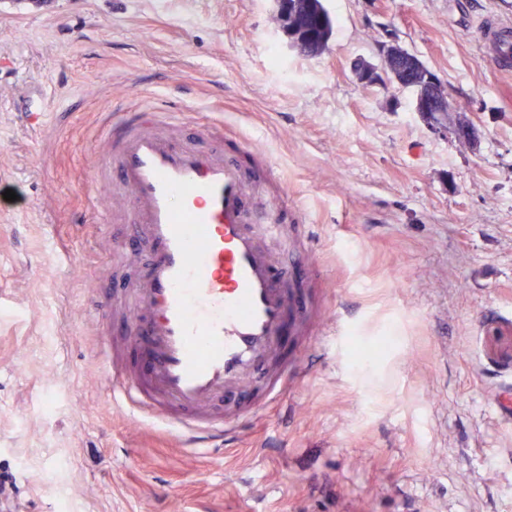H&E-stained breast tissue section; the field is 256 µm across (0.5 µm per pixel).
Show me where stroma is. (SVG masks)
I'll use <instances>...</instances> for the list:
<instances>
[{
    "instance_id": "35a3bbf8",
    "label": "stroma",
    "mask_w": 512,
    "mask_h": 512,
    "mask_svg": "<svg viewBox=\"0 0 512 512\" xmlns=\"http://www.w3.org/2000/svg\"><path fill=\"white\" fill-rule=\"evenodd\" d=\"M324 6L310 56L275 0H0V512H512V70L482 49L512 0ZM392 39L472 136L358 80ZM158 99L182 139L218 123L269 157L298 306L346 322L338 348L286 325L296 378L214 453L134 422L97 350L131 285L128 216L95 205L103 126Z\"/></svg>"
}]
</instances>
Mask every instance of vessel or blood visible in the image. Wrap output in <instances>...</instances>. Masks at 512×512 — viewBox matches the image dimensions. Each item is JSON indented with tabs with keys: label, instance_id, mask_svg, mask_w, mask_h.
I'll list each match as a JSON object with an SVG mask.
<instances>
[{
	"label": "vessel or blood",
	"instance_id": "vessel-or-blood-1",
	"mask_svg": "<svg viewBox=\"0 0 512 512\" xmlns=\"http://www.w3.org/2000/svg\"><path fill=\"white\" fill-rule=\"evenodd\" d=\"M484 48L512 60V23H495ZM182 125L181 113L150 105L124 113L102 139L106 163L96 178L107 192L126 194L132 244L146 256L123 331L126 346L142 348L145 368L115 377L112 395L195 449L234 433L242 419L237 409L214 420L209 408L216 399L241 396L258 381L268 402L287 389L280 348L287 318L306 334L332 336L337 326L298 312L271 249L298 247L284 229L287 188L279 187L263 219L251 213V192L272 175L271 166L250 169L220 147L178 140Z\"/></svg>",
	"mask_w": 512,
	"mask_h": 512
}]
</instances>
